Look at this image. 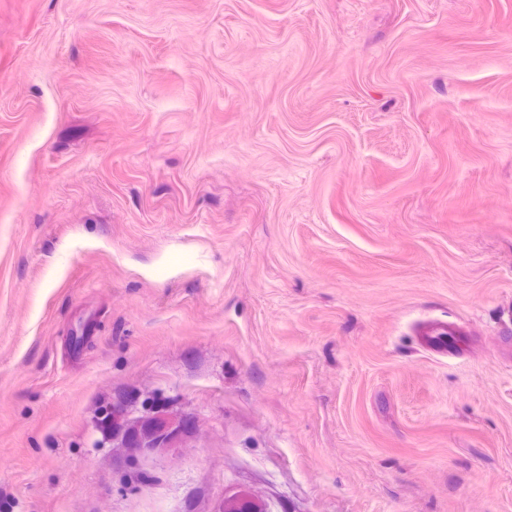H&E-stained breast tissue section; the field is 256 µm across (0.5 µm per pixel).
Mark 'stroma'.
<instances>
[{"label":"stroma","mask_w":512,"mask_h":512,"mask_svg":"<svg viewBox=\"0 0 512 512\" xmlns=\"http://www.w3.org/2000/svg\"><path fill=\"white\" fill-rule=\"evenodd\" d=\"M239 494L512 512V0H0V512ZM456 334H460L456 328L439 325L426 329L423 333V340L427 347L446 354L448 351L445 349V336H455ZM116 414L124 427L122 435L112 440H119L123 446L143 452L178 448L188 426L186 418L172 415L166 405L155 407L146 416L131 418L130 410L118 404ZM132 448L127 450L131 454L137 453Z\"/></svg>","instance_id":"1"}]
</instances>
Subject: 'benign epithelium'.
Segmentation results:
<instances>
[{"label":"benign epithelium","mask_w":512,"mask_h":512,"mask_svg":"<svg viewBox=\"0 0 512 512\" xmlns=\"http://www.w3.org/2000/svg\"><path fill=\"white\" fill-rule=\"evenodd\" d=\"M116 414L123 421V433L117 440L143 452L179 447L188 426L186 419L172 415L165 405L155 407L143 417L133 418L130 410L119 404Z\"/></svg>","instance_id":"7a95c632"}]
</instances>
